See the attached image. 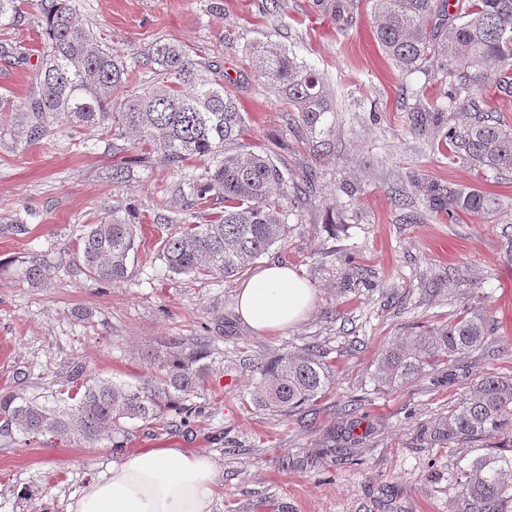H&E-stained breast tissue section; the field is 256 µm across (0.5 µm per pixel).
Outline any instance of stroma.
I'll use <instances>...</instances> for the list:
<instances>
[{
	"label": "stroma",
	"instance_id": "stroma-1",
	"mask_svg": "<svg viewBox=\"0 0 512 512\" xmlns=\"http://www.w3.org/2000/svg\"><path fill=\"white\" fill-rule=\"evenodd\" d=\"M81 18L124 57H142L155 40L215 62L224 90L248 114L245 143L270 150L294 180L313 174L305 201L288 215L285 243L256 259L288 263L315 293L296 326L271 336L251 333L237 313L243 276L206 280L173 275L158 258L162 237L183 218L176 187L201 167H173L160 157L134 171L127 189L112 183L118 161L100 128L72 140L56 126L29 145L0 116V226L26 223L25 235L0 234V391L40 394L70 366L135 383L152 368L148 356L176 338L208 336L224 353L208 376L201 411L173 433L129 422L124 449L82 448L60 440L18 447L0 441V512H68L73 499L112 465L147 448H185L216 462L213 512H260L272 501L285 512H455L448 472L461 458L512 453L490 438L454 450L426 448L417 422L447 413L490 368L512 375V174L476 171L448 157L441 135H418L408 116L416 102L442 98L435 68L403 75L374 36L368 0H355L351 21L316 0H76ZM39 14L26 5L18 22L0 26V44L27 57L0 58V93L23 105L42 55ZM325 80L333 101L326 137L334 149L314 155L287 123V102L254 70L248 48L270 33ZM452 182L496 196L487 218L449 222L427 210L418 185ZM128 204L144 240L124 281L72 276L63 264L82 225L115 204ZM414 220H405V213ZM50 277L38 288L16 271L32 253ZM90 312L81 322L75 309ZM499 323L492 353L475 352L454 368L425 372L398 387L375 386L381 352L463 311ZM316 345L327 353L335 385L314 410L293 415L257 406L249 390L260 363ZM335 435L348 458L324 454Z\"/></svg>",
	"mask_w": 512,
	"mask_h": 512
}]
</instances>
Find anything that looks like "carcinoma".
Returning <instances> with one entry per match:
<instances>
[{
    "instance_id": "cac0c4a2",
    "label": "carcinoma",
    "mask_w": 512,
    "mask_h": 512,
    "mask_svg": "<svg viewBox=\"0 0 512 512\" xmlns=\"http://www.w3.org/2000/svg\"><path fill=\"white\" fill-rule=\"evenodd\" d=\"M374 35L387 58L405 75L434 61L448 78L446 101L416 106L414 129L444 131L448 152L479 170L512 173V129L489 118L473 96L492 84L512 91V0H469L460 22L445 25L446 0H370ZM22 0H0V20L22 14ZM44 53L37 64L39 90L20 112L29 140L47 135L57 123L76 130L98 126L113 139L128 138L152 147L177 166L188 159L206 161L178 188L191 217L163 240L160 257L175 275L233 277L288 235L285 205L301 203L305 187L279 167L272 154L240 144L248 132L246 113L224 93L220 71L192 59L183 47L152 44L148 57L156 78L112 111V91L123 87L130 68L78 16L74 0H36ZM258 75L284 95L289 121L302 131L314 152H330L324 138L326 114L333 111L322 77L297 62L269 37L249 48ZM449 112H472L467 125L445 129ZM112 167V180L126 184L134 168L145 166L150 152L133 153ZM429 207L453 221L461 215L488 217L501 207L498 198L474 187L432 182L422 187ZM138 250L137 225L115 210L87 224L68 262L73 275L102 282L127 276L130 256ZM20 278L32 287L47 278L38 255L23 261ZM491 315L459 314L404 344L384 350L373 373L380 387L406 384L426 370L451 364L496 342ZM215 342L206 336L173 340L150 355L155 370L140 385L84 375L77 368L60 387L46 394H0V438L29 445L46 434L82 448L123 444L114 435L130 421L168 430L186 422L203 396L213 363ZM335 378L325 353L316 346L278 354L258 367L254 403L287 414L313 405ZM416 437L432 448L460 441L512 438V377L487 371L448 414L422 421ZM459 512H512V456L481 455L457 463L448 476Z\"/></svg>"
}]
</instances>
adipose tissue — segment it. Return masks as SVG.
<instances>
[{
	"mask_svg": "<svg viewBox=\"0 0 512 512\" xmlns=\"http://www.w3.org/2000/svg\"><path fill=\"white\" fill-rule=\"evenodd\" d=\"M313 300V289L294 269L269 262L242 284L236 306L251 331L272 335L299 323ZM215 487L210 456L150 448L86 485L69 512H212Z\"/></svg>",
	"mask_w": 512,
	"mask_h": 512,
	"instance_id": "1",
	"label": "adipose tissue"
}]
</instances>
